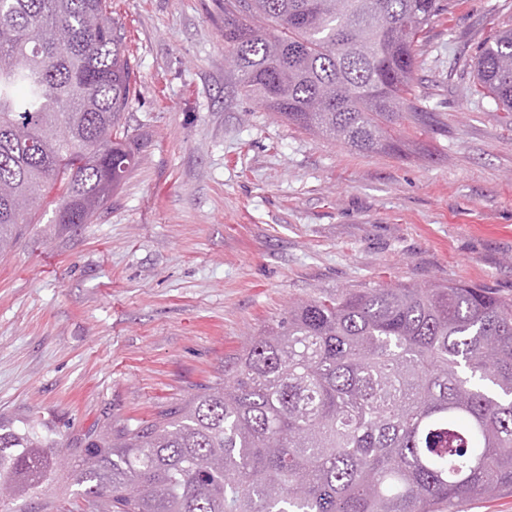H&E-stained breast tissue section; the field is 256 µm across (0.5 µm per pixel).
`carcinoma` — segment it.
Instances as JSON below:
<instances>
[{
    "instance_id": "cac0c4a2",
    "label": "carcinoma",
    "mask_w": 512,
    "mask_h": 512,
    "mask_svg": "<svg viewBox=\"0 0 512 512\" xmlns=\"http://www.w3.org/2000/svg\"><path fill=\"white\" fill-rule=\"evenodd\" d=\"M442 0H224L237 93L359 152L423 124L416 43ZM475 87L512 112V27ZM138 73L112 0H0V253L55 185L88 224L142 160L122 124ZM66 462L50 430L0 423V512ZM68 479L86 512H451L512 490V298L466 282L344 288L251 335L224 378Z\"/></svg>"
}]
</instances>
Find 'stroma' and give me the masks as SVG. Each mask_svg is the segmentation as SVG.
I'll return each instance as SVG.
<instances>
[{"label":"stroma","mask_w":512,"mask_h":512,"mask_svg":"<svg viewBox=\"0 0 512 512\" xmlns=\"http://www.w3.org/2000/svg\"><path fill=\"white\" fill-rule=\"evenodd\" d=\"M140 79L143 159L92 223L44 199L0 254V419L75 457L223 377L291 304L343 288L455 282L512 297V112L474 58L512 0H454L418 47L410 153H358L240 98L224 0H114Z\"/></svg>","instance_id":"1"}]
</instances>
